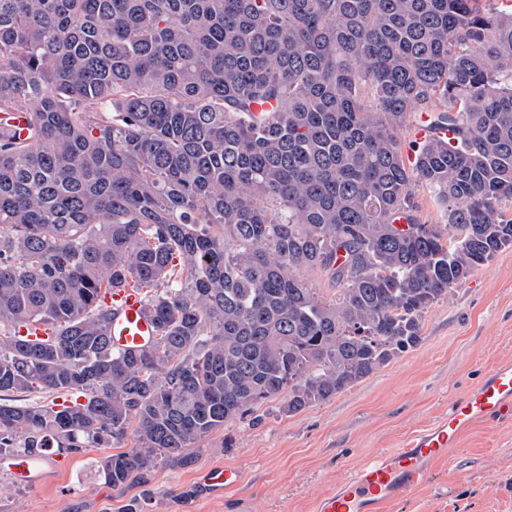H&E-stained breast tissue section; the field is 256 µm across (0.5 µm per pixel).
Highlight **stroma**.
Returning a JSON list of instances; mask_svg holds the SVG:
<instances>
[{
  "label": "stroma",
  "mask_w": 512,
  "mask_h": 512,
  "mask_svg": "<svg viewBox=\"0 0 512 512\" xmlns=\"http://www.w3.org/2000/svg\"><path fill=\"white\" fill-rule=\"evenodd\" d=\"M420 344L330 400L285 416L281 398L256 421L227 423L194 449L187 468L157 465L146 482L115 492L93 461L105 448L64 456L37 486L0 470V512H315L318 499L379 450L447 415L497 363L512 361V249L499 252L426 312ZM234 466L237 488L213 493L208 468ZM389 512H512V420L465 432L432 475Z\"/></svg>",
  "instance_id": "stroma-1"
}]
</instances>
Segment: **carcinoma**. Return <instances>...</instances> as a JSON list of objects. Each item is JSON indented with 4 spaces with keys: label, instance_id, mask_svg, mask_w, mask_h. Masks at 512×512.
<instances>
[{
    "label": "carcinoma",
    "instance_id": "carcinoma-1",
    "mask_svg": "<svg viewBox=\"0 0 512 512\" xmlns=\"http://www.w3.org/2000/svg\"><path fill=\"white\" fill-rule=\"evenodd\" d=\"M493 2L0 0V116L27 118L0 119V453L129 440L98 466L121 492L418 346L431 305L512 247ZM416 112L453 136L404 145ZM416 184L445 223L420 221ZM119 284L156 325L136 352L112 346ZM32 390L67 399L11 398Z\"/></svg>",
    "mask_w": 512,
    "mask_h": 512
}]
</instances>
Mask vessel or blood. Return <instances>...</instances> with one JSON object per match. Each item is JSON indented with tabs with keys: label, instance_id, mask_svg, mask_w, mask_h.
Masks as SVG:
<instances>
[{
	"label": "vessel or blood",
	"instance_id": "1",
	"mask_svg": "<svg viewBox=\"0 0 512 512\" xmlns=\"http://www.w3.org/2000/svg\"><path fill=\"white\" fill-rule=\"evenodd\" d=\"M107 301L115 314L114 347L138 350L154 338L156 328L141 290L119 287ZM495 419L512 420V362L493 367L479 384L449 406L447 416L411 436L403 447L366 461L319 500L317 512H385L388 504L403 500L427 479L432 464L447 457L464 431ZM54 459L50 452L18 454L1 466L16 482L29 484L49 472ZM240 479L236 469L217 467L207 473L205 483L226 490L236 487Z\"/></svg>",
	"mask_w": 512,
	"mask_h": 512
}]
</instances>
